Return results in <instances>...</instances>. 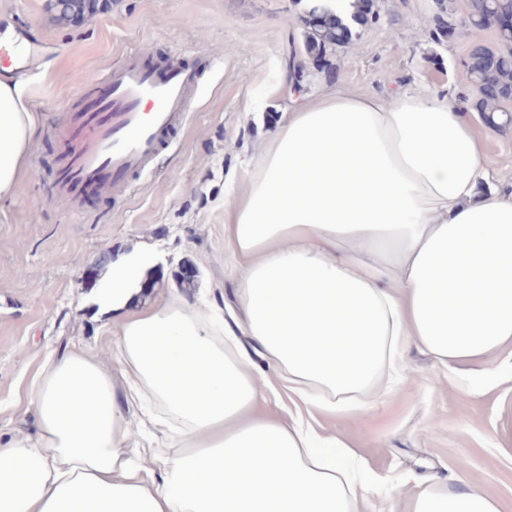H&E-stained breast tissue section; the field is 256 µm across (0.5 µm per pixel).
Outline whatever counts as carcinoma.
<instances>
[{
  "mask_svg": "<svg viewBox=\"0 0 512 512\" xmlns=\"http://www.w3.org/2000/svg\"><path fill=\"white\" fill-rule=\"evenodd\" d=\"M112 0H60L51 7L54 19L66 25H78L111 9ZM512 14V0H469V15L477 20V29H498L500 19ZM306 16L315 23L306 25L304 48L312 59H323L330 45L344 46L356 36L353 25L363 27L376 20L372 0H360L352 23L346 25L339 18L329 16L326 11L309 9ZM503 46L493 51L478 40H472L467 71L478 94L479 112L484 120L496 124L498 104L512 97V62L509 61V40L499 37Z\"/></svg>",
  "mask_w": 512,
  "mask_h": 512,
  "instance_id": "cac0c4a2",
  "label": "carcinoma"
}]
</instances>
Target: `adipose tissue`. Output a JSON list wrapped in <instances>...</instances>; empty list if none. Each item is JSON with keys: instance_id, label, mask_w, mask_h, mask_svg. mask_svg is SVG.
Here are the masks:
<instances>
[{"instance_id": "1", "label": "adipose tissue", "mask_w": 512, "mask_h": 512, "mask_svg": "<svg viewBox=\"0 0 512 512\" xmlns=\"http://www.w3.org/2000/svg\"><path fill=\"white\" fill-rule=\"evenodd\" d=\"M470 110L423 88L299 97L224 211L251 349L182 296L138 307L142 257L113 263L109 356H47L33 430L0 434V512H367L351 444L269 413L271 383L352 409L389 396L410 348L451 370L494 362L470 397L512 382V178L492 176ZM37 131L23 81H0V200ZM406 509L500 504L437 476Z\"/></svg>"}]
</instances>
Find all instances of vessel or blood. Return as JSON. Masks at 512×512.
Returning a JSON list of instances; mask_svg holds the SVG:
<instances>
[{"mask_svg": "<svg viewBox=\"0 0 512 512\" xmlns=\"http://www.w3.org/2000/svg\"><path fill=\"white\" fill-rule=\"evenodd\" d=\"M21 34L0 33V62L31 63ZM104 80L110 96L68 131L64 165L56 173V193L77 203L84 191L132 193L133 176L151 165L168 146V135L181 125L197 91V76L180 56L162 60L130 47L124 64Z\"/></svg>", "mask_w": 512, "mask_h": 512, "instance_id": "1", "label": "vessel or blood"}]
</instances>
